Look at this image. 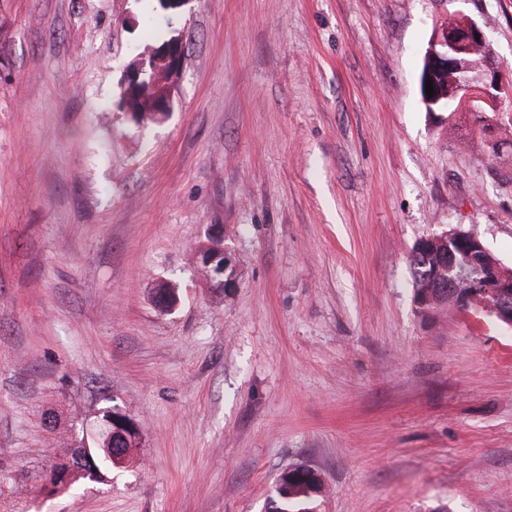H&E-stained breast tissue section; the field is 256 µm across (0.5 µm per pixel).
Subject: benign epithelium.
I'll return each instance as SVG.
<instances>
[{
	"label": "benign epithelium",
	"mask_w": 512,
	"mask_h": 512,
	"mask_svg": "<svg viewBox=\"0 0 512 512\" xmlns=\"http://www.w3.org/2000/svg\"><path fill=\"white\" fill-rule=\"evenodd\" d=\"M186 42L177 34L166 44L158 45L133 62L126 71L124 87H137L147 81V91L138 98L124 101L125 110L138 124L165 115L171 107L172 90L183 68ZM432 80L435 94L422 96L431 107L442 99L439 80L448 84V96L460 99L458 111L474 114L497 112L501 104L512 99V68L499 61L487 41L485 30L474 19L458 13L439 26L426 50V80ZM207 253L198 255L205 271L208 288L224 292L231 259L224 247V236L213 235ZM487 252L479 235L462 234L448 246V266L436 272L438 282L455 285L461 281L468 290L457 291L463 303L478 298L489 303L500 318L512 321V281L498 276L496 269L483 263Z\"/></svg>",
	"instance_id": "benign-epithelium-1"
}]
</instances>
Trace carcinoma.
I'll use <instances>...</instances> for the list:
<instances>
[{"label": "carcinoma", "mask_w": 512, "mask_h": 512, "mask_svg": "<svg viewBox=\"0 0 512 512\" xmlns=\"http://www.w3.org/2000/svg\"><path fill=\"white\" fill-rule=\"evenodd\" d=\"M448 259V239L425 238L415 245L409 265L413 280L414 303L418 316L433 318L452 309L462 310L459 297L447 285L437 282L433 275ZM178 300V288L162 282L155 289V303L168 309ZM140 433L130 423L126 436L115 441L100 439L92 446L80 443L71 449L69 463L57 462L49 474L51 491L69 488L79 479L103 483L139 446ZM327 487L321 472L311 467L289 468L278 476L274 494L269 498L266 512H319Z\"/></svg>", "instance_id": "1"}]
</instances>
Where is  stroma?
<instances>
[{"label": "stroma", "mask_w": 512, "mask_h": 512, "mask_svg": "<svg viewBox=\"0 0 512 512\" xmlns=\"http://www.w3.org/2000/svg\"><path fill=\"white\" fill-rule=\"evenodd\" d=\"M155 4L0 0V512H265L296 466L321 512H512V327L417 316L408 263L462 226L512 267V114L430 112L419 83L458 12L512 67V0H188L129 24ZM171 28V109L136 125L126 70ZM219 230L217 298L197 251ZM108 406L139 448L47 494L61 437L97 440Z\"/></svg>", "instance_id": "35a3bbf8"}]
</instances>
